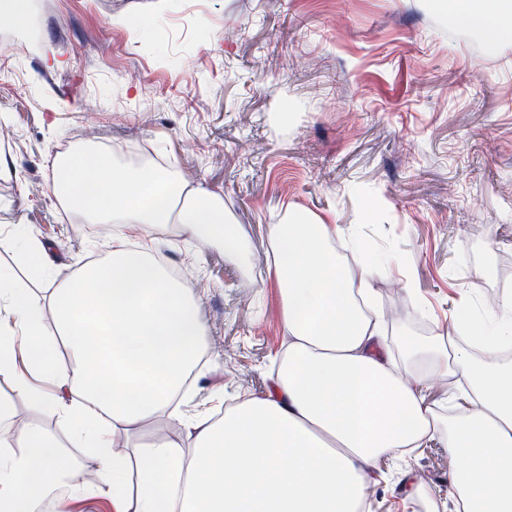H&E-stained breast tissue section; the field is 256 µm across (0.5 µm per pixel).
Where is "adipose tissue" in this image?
<instances>
[{"mask_svg":"<svg viewBox=\"0 0 512 512\" xmlns=\"http://www.w3.org/2000/svg\"><path fill=\"white\" fill-rule=\"evenodd\" d=\"M471 3L464 19L482 24L491 46L512 39L495 23L512 0ZM52 168L67 209L111 225L112 249L52 283L41 304L25 283L47 279L48 244L18 240L26 280L0 270V377L13 384L0 394V512H34L70 466L52 435L15 431L18 397L57 412L115 512H360L375 461L436 437L459 458L451 491L464 512H512V365L494 362L512 340V299L478 343L438 336L387 348L371 285L400 259L347 260L334 225L294 210L270 237L288 331L276 375L263 395L195 421L191 445L156 435L137 447V480L128 484V462L110 448L166 412L205 354L198 300L150 237L179 224L227 255L242 246L222 196L162 167L125 168L82 151ZM455 375L468 391L460 413L444 420L421 391Z\"/></svg>","mask_w":512,"mask_h":512,"instance_id":"1","label":"adipose tissue"}]
</instances>
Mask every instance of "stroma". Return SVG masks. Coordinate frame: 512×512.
I'll return each mask as SVG.
<instances>
[{
  "label": "stroma",
  "mask_w": 512,
  "mask_h": 512,
  "mask_svg": "<svg viewBox=\"0 0 512 512\" xmlns=\"http://www.w3.org/2000/svg\"><path fill=\"white\" fill-rule=\"evenodd\" d=\"M117 14L132 27H113ZM32 23L38 48L17 66L21 35L0 24V125L17 144L0 146V227L54 244L60 279L93 257L96 226L66 221L50 179L57 147L89 126L82 148L137 167L149 162L131 149L143 141L189 184L220 193L249 254L238 264L176 226L158 237L169 265L191 266L207 351L180 416L145 424L137 442L190 443L211 391L228 405L265 391L288 346L267 262L285 209L365 225L401 260L402 273L372 283L394 335L428 339L461 303L481 310L486 290L512 295V276L496 278L498 261H512V41L489 49L430 0H54ZM68 451L67 485L43 512H112L69 496L90 475L81 448ZM457 468L440 440L387 457L367 512H424L406 494L421 472L446 512Z\"/></svg>",
  "instance_id": "stroma-1"
}]
</instances>
